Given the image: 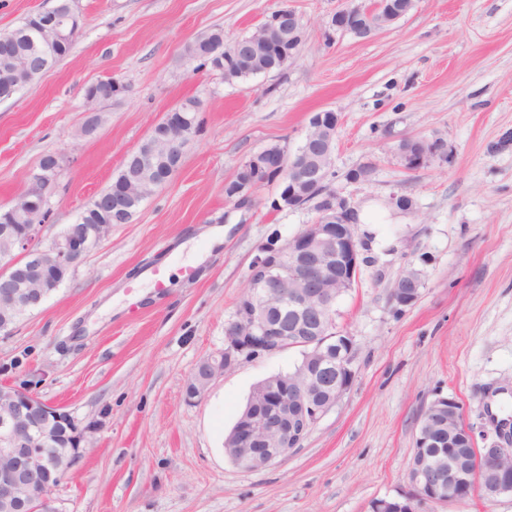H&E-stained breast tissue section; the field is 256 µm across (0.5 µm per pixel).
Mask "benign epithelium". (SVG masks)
<instances>
[{
	"label": "benign epithelium",
	"instance_id": "obj_1",
	"mask_svg": "<svg viewBox=\"0 0 512 512\" xmlns=\"http://www.w3.org/2000/svg\"><path fill=\"white\" fill-rule=\"evenodd\" d=\"M405 12H391L388 21L363 12L361 5L342 0L332 15L330 27L355 36L369 29L391 27ZM271 21L284 25L288 34L300 28L294 10L279 8ZM78 27L73 11L57 21L49 11L37 29L39 44L48 51L67 41L66 30ZM339 125L338 113L331 109L313 113L302 147L295 155L281 154L266 169H253L248 163L236 174L237 190L226 199L239 207L248 206L253 191L271 181L280 187L274 207L282 211L306 205L316 212L313 223L284 244L262 250L232 319L224 328V351L203 359L198 368L205 371L203 383L191 380L186 398L201 396L211 381L243 362L271 356L292 347L307 351L303 366L292 373H278L259 382L252 390L246 408L238 418L224 448L238 466L260 469L283 462L300 447L309 430L347 392L355 377L356 346L347 335L348 347L342 359L335 358L331 341L336 331V300L357 284L362 265L363 245L355 233L357 208L349 197L327 184L329 172L324 158L334 154L335 135L321 139L315 132L326 131L325 123ZM162 131L152 132L144 151L132 152L126 165L146 164L155 155L154 145L162 152L182 155L185 143L198 128L186 113L174 107L160 122ZM397 155L407 170L422 168L435 160H446L434 139L408 138L400 141ZM59 158L39 169L30 184L4 214L0 213V308L10 313H25L37 306L45 289L63 283L82 257L104 240L112 230V213L119 211L130 221L144 194L134 189L131 180L120 183L113 208L101 212L97 199L87 209L100 214L94 224L80 221L68 225L49 244L39 242L46 221L48 202L58 187ZM370 164L349 170V183L370 181ZM422 285L421 272L410 267L401 274L391 302L407 307L416 302ZM448 415L459 423L458 431L467 443H475L471 430L463 422V409L454 398L439 397L430 402L422 416ZM65 428L73 444L55 452L57 461L48 462L44 449L54 446L48 428ZM87 428L79 427L61 409L37 396L11 385L0 387V512H56L53 491L59 484L61 469L81 457L87 443ZM431 422L418 425L414 452L406 472L410 490L403 493L414 502L413 491L428 490L432 503L460 501L475 486L488 499L512 494V448H477V466L462 469L453 458L434 460Z\"/></svg>",
	"mask_w": 512,
	"mask_h": 512
}]
</instances>
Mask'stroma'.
Here are the masks:
<instances>
[{
    "label": "stroma",
    "mask_w": 512,
    "mask_h": 512,
    "mask_svg": "<svg viewBox=\"0 0 512 512\" xmlns=\"http://www.w3.org/2000/svg\"><path fill=\"white\" fill-rule=\"evenodd\" d=\"M340 0H78L82 28L69 56L0 102V209L41 158L60 159L42 227L50 242L118 176L166 112L201 100V127L180 168L70 277L0 335V384L31 391L89 427L87 448L54 491L57 512H371L406 488L422 409L459 401L477 447L499 442L512 415V0H414L389 31L328 34ZM292 8L303 41L283 70L225 81L187 48L225 40ZM126 87L83 136L84 88ZM340 115L333 184L364 216L369 263L336 304L357 344L350 389L287 461L257 471L224 452L253 386L300 363L290 348L244 362L186 400L204 358L224 349L253 262L314 221L311 207L275 211L278 187L250 207L224 186L272 144L296 148L312 113ZM441 138L449 162L406 170L394 148ZM372 164L369 182L345 173ZM415 209H391L392 195ZM220 224L224 241L203 232ZM193 265V276L183 269ZM422 271L418 301L395 309L407 265ZM160 268L166 286L144 272Z\"/></svg>",
    "instance_id": "35a3bbf8"
}]
</instances>
